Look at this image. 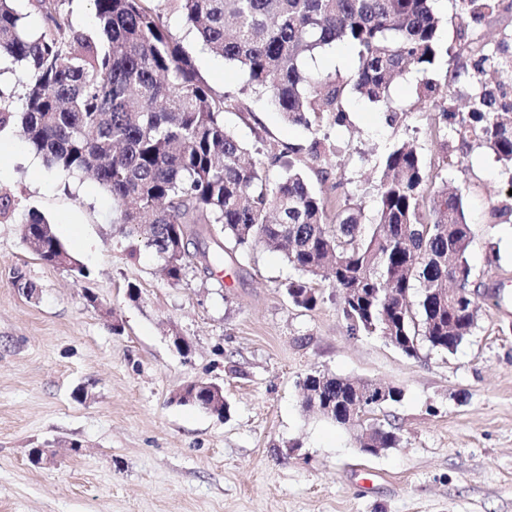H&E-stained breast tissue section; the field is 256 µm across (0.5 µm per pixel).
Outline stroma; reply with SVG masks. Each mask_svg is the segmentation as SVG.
I'll return each mask as SVG.
<instances>
[{"label": "stroma", "mask_w": 512, "mask_h": 512, "mask_svg": "<svg viewBox=\"0 0 512 512\" xmlns=\"http://www.w3.org/2000/svg\"><path fill=\"white\" fill-rule=\"evenodd\" d=\"M159 7L197 73L225 97V127L271 176L302 171L328 202L345 192L370 218L383 156L411 142L434 175L460 188L478 323L454 353L405 356L380 337L350 334L327 284L313 309L296 306L286 291L294 270L260 246L234 251L224 271L193 269L171 283L152 255L123 251L108 192L50 168L7 127L0 193L15 211L0 220V512H512V215L489 214L512 194V176L488 150L460 155L442 110L465 98L448 90L447 60L429 71L433 98L417 99L411 70L392 86L396 114L354 97L345 126L312 132L244 90L243 75L204 48L176 0ZM434 7L455 54L512 32L511 12L463 32L460 0ZM316 139L327 159L311 155ZM340 163L341 186L331 175ZM31 210L87 279L25 245ZM18 272L33 296L18 291ZM88 290L112 319L87 304ZM176 335L189 356L174 347ZM314 371L400 388L399 402L370 416L396 427L398 445L364 454L359 427L305 412L301 382ZM196 379L223 387L226 417L173 401ZM34 448L49 464L31 462Z\"/></svg>", "instance_id": "obj_1"}]
</instances>
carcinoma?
I'll use <instances>...</instances> for the list:
<instances>
[{
  "label": "carcinoma",
  "instance_id": "carcinoma-1",
  "mask_svg": "<svg viewBox=\"0 0 512 512\" xmlns=\"http://www.w3.org/2000/svg\"><path fill=\"white\" fill-rule=\"evenodd\" d=\"M0 0V56L25 68L19 112L0 110V129L18 125L51 168L92 175L116 202L124 251L150 252L178 283L194 260L225 263L211 229L244 251L284 252L299 273L286 285L295 304L316 306L314 283L336 289L350 333L407 336L452 353L477 326L471 307V243L464 200L436 183L415 144L384 157L379 205L366 228L345 199L336 223L299 171L274 179L224 127V98L196 72L152 0H93L97 32L74 27L61 0H31L44 24ZM210 52L239 68L291 124L316 131L346 121L353 94L393 112L390 86L413 66L419 99L436 91L428 67L448 52L433 0H177ZM503 0H461L460 32L500 10ZM357 52L353 75L312 76L305 60L336 44ZM474 73L467 110L444 111L461 148L485 147L512 169V34L493 50L469 49ZM22 239L45 261L69 256L37 211ZM182 249L173 257L172 245ZM332 400L352 386L319 382Z\"/></svg>",
  "mask_w": 512,
  "mask_h": 512
}]
</instances>
